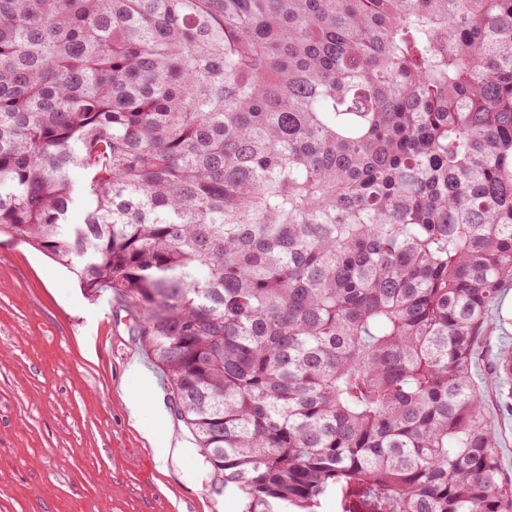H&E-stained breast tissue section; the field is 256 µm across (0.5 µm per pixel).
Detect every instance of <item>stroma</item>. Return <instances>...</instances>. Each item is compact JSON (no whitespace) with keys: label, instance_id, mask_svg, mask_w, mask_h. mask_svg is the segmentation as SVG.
<instances>
[{"label":"stroma","instance_id":"35a3bbf8","mask_svg":"<svg viewBox=\"0 0 512 512\" xmlns=\"http://www.w3.org/2000/svg\"><path fill=\"white\" fill-rule=\"evenodd\" d=\"M471 366L485 386L512 347V278ZM142 379L128 377L132 365ZM167 376L110 289L87 293L31 243L0 236V512H241L215 491L204 454L172 407ZM484 417L512 478V416L494 391ZM176 458L160 460L163 445Z\"/></svg>","mask_w":512,"mask_h":512}]
</instances>
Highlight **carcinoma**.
Masks as SVG:
<instances>
[{"label": "carcinoma", "instance_id": "carcinoma-1", "mask_svg": "<svg viewBox=\"0 0 512 512\" xmlns=\"http://www.w3.org/2000/svg\"><path fill=\"white\" fill-rule=\"evenodd\" d=\"M2 234L111 289L241 512H512V0H0ZM512 278L505 279L498 295L487 308L494 330L480 343L479 355L473 361L471 374L474 382L485 390L484 417L488 426L499 434V458L505 478H512V416L501 410L497 395L486 389L493 363L501 349L512 347Z\"/></svg>", "mask_w": 512, "mask_h": 512}]
</instances>
